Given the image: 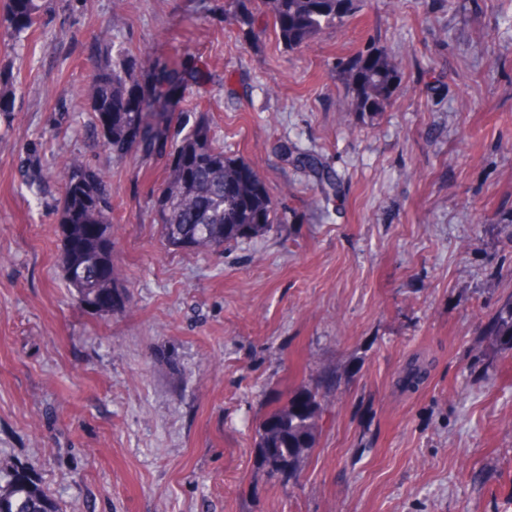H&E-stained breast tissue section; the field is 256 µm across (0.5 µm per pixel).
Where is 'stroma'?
<instances>
[{
	"mask_svg": "<svg viewBox=\"0 0 512 512\" xmlns=\"http://www.w3.org/2000/svg\"><path fill=\"white\" fill-rule=\"evenodd\" d=\"M0 70V469L62 512H512V0H362L290 51L224 21L231 0H45ZM208 78L166 104L204 112L280 224L217 252L166 248L151 191L164 161L89 151L83 88L100 36ZM403 62L393 105L355 112L336 64ZM78 156L110 170L102 317L62 265V190ZM337 183L323 194L299 155ZM419 386L398 379L411 360ZM325 399L299 479L260 465L259 417L287 392Z\"/></svg>",
	"mask_w": 512,
	"mask_h": 512,
	"instance_id": "obj_1",
	"label": "stroma"
}]
</instances>
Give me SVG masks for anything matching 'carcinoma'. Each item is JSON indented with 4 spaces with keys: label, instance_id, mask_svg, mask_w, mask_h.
<instances>
[{
    "label": "carcinoma",
    "instance_id": "cac0c4a2",
    "mask_svg": "<svg viewBox=\"0 0 512 512\" xmlns=\"http://www.w3.org/2000/svg\"><path fill=\"white\" fill-rule=\"evenodd\" d=\"M237 10L224 21L254 29L255 16L246 0H232ZM359 0H261L280 43L287 49L306 45L320 31L351 16ZM43 0H7V19L0 26V43L17 44L40 21ZM109 45L91 49L94 66L84 89L92 114L93 138L103 148L122 152L135 147L166 158V175L153 192L152 212L165 245L185 250H218L244 238L262 236L275 224L271 197L252 166L224 154L211 136L204 113L194 121L173 112H143L135 108L145 93L134 55L123 52L109 60ZM401 62L370 47L340 63L339 76L352 95L355 111L371 117L392 103ZM185 81L177 69L154 73V88H175ZM12 77L0 71V112L11 111ZM31 189L42 190L54 179L64 189L59 224L63 268L79 304L92 316L107 314L115 303L112 267V194L105 174L73 157L54 172L30 159L25 172ZM492 333L512 337V298L491 320ZM324 397L304 388L279 399L256 427L259 448H279L281 455L264 462L272 476L298 478L315 447ZM0 512H58L57 504L24 473L0 476Z\"/></svg>",
    "mask_w": 512,
    "mask_h": 512
}]
</instances>
